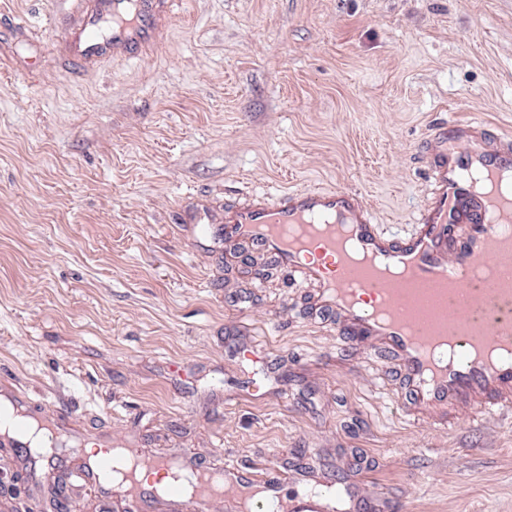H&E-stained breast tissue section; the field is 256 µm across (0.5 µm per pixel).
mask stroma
Instances as JSON below:
<instances>
[{
  "label": "stroma",
  "mask_w": 512,
  "mask_h": 512,
  "mask_svg": "<svg viewBox=\"0 0 512 512\" xmlns=\"http://www.w3.org/2000/svg\"><path fill=\"white\" fill-rule=\"evenodd\" d=\"M69 0H0V389L65 414L55 471L0 447V512H125L75 481L85 448L334 482L367 512H512V413L412 410L399 359L314 287L194 232L253 195L362 194L399 233L434 135H512V0H172L161 42L88 68Z\"/></svg>",
  "instance_id": "stroma-1"
}]
</instances>
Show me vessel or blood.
Returning a JSON list of instances; mask_svg holds the SVG:
<instances>
[{
	"label": "vessel or blood",
	"instance_id": "1",
	"mask_svg": "<svg viewBox=\"0 0 512 512\" xmlns=\"http://www.w3.org/2000/svg\"><path fill=\"white\" fill-rule=\"evenodd\" d=\"M78 23L66 51L88 65L108 58H136L156 45L169 0H72ZM432 171L434 192L413 229L391 234L373 207L351 191L318 187L256 195L224 212V235L270 253L277 265L316 287L318 309L333 311L357 334L402 361L410 396L420 414L452 422L461 405L478 413L512 409V281L473 287L470 275L497 255L512 253V152L484 147L472 126L440 130ZM436 291L465 292L466 305L448 309L451 353L437 355L427 333L412 329L399 299L407 282ZM140 469L157 473L144 483L115 477L111 440L79 477L119 494L126 512L142 497H161L203 512L224 498L239 512L238 490L253 474L237 468L193 470L168 455L134 450ZM261 512H327L329 496L312 493L283 500L280 475L263 481Z\"/></svg>",
	"mask_w": 512,
	"mask_h": 512
}]
</instances>
